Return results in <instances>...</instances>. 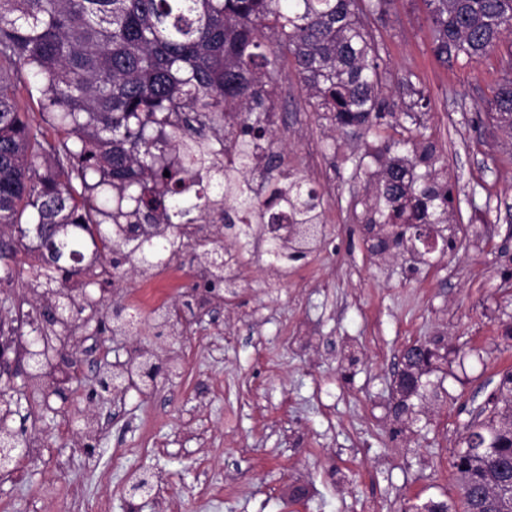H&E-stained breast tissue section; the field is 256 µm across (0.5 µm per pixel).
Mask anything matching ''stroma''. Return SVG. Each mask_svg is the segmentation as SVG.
I'll list each match as a JSON object with an SVG mask.
<instances>
[{
  "instance_id": "1",
  "label": "stroma",
  "mask_w": 512,
  "mask_h": 512,
  "mask_svg": "<svg viewBox=\"0 0 512 512\" xmlns=\"http://www.w3.org/2000/svg\"><path fill=\"white\" fill-rule=\"evenodd\" d=\"M386 72L387 134L434 143L436 168L458 194L438 246L369 248L364 217L384 159L379 143L317 117L291 65L272 109L283 168L317 160L326 237L280 274L230 247L238 294L187 320L172 343L140 332L97 334L72 352L81 378L66 398L21 401L12 428L42 450L37 466L0 475V512H413L459 500L452 463L470 411L512 370V137L486 110L512 59V34L480 61L438 62L422 0H390L370 20ZM425 111L407 116L417 97ZM24 311L47 304L41 262L22 253ZM442 339L411 421L390 412L393 373L409 343ZM150 350L177 375L149 395L93 394L95 371ZM147 476L151 498L129 495Z\"/></svg>"
}]
</instances>
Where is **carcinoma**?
<instances>
[{"mask_svg":"<svg viewBox=\"0 0 512 512\" xmlns=\"http://www.w3.org/2000/svg\"><path fill=\"white\" fill-rule=\"evenodd\" d=\"M436 57L477 62L512 32V0H423ZM387 0H0V283H16L20 248L41 251L55 238L59 267L42 264L36 278L65 286L81 275L112 280L125 265L151 270L180 256V226L206 213L237 225V245L263 249L286 270L307 258L317 234L262 240L268 214L290 224L321 223V193L300 169L264 163L254 141L271 137L268 115L288 58L318 117L382 142L378 97L383 59L368 30ZM38 93L40 120L30 118L21 91ZM489 115L512 132V61L488 102ZM242 123L250 138L229 141L234 167L208 144ZM436 148H413L382 169L369 218L378 224H445L454 187L433 167ZM424 172H417L418 168ZM169 176H164V172ZM69 226L64 237L55 234ZM129 224H165L152 245L126 236ZM92 261L82 266L84 251ZM212 276L224 279V256ZM59 318L36 349L49 353L73 338L80 323L106 325L94 301L70 313L56 294ZM90 316L85 317V310ZM12 399L0 396V449L22 442L8 424ZM474 453L453 462L463 512L468 488L494 484L512 465V371L469 424Z\"/></svg>","mask_w":512,"mask_h":512,"instance_id":"1","label":"carcinoma"}]
</instances>
